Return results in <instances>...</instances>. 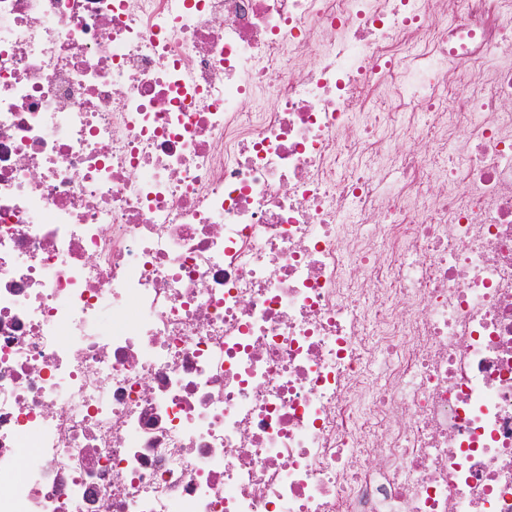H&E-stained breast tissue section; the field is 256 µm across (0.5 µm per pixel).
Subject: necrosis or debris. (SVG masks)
<instances>
[{"mask_svg": "<svg viewBox=\"0 0 512 512\" xmlns=\"http://www.w3.org/2000/svg\"><path fill=\"white\" fill-rule=\"evenodd\" d=\"M0 512H512V0H0Z\"/></svg>", "mask_w": 512, "mask_h": 512, "instance_id": "obj_1", "label": "necrosis or debris"}]
</instances>
